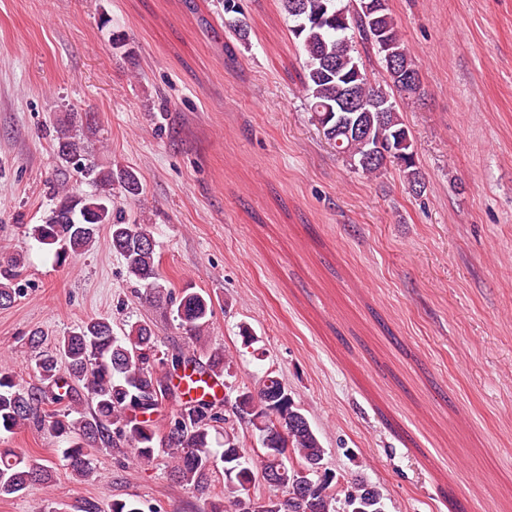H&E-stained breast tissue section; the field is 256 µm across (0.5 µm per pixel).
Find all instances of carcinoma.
<instances>
[{"mask_svg":"<svg viewBox=\"0 0 512 512\" xmlns=\"http://www.w3.org/2000/svg\"><path fill=\"white\" fill-rule=\"evenodd\" d=\"M341 0H281L285 12L297 24L294 36L304 52V81L309 108L321 125L324 138L341 139L337 153L345 155L353 166L366 174H377L387 164L371 159L369 151L377 145L400 152L399 171L408 187L417 195L424 192L417 166L413 138L393 94L400 93V72L419 69L405 49L396 19L384 8L362 19L364 0L357 9L346 12V22L336 19V4ZM319 11L329 17L323 25L302 28L308 15ZM355 29L361 39L386 56L384 43L403 50L395 69H386L385 85H375L365 71H356L360 61L353 55L348 31ZM358 85L359 94L382 102L380 109L367 112H341L348 86ZM56 155L80 176L91 182L95 191L84 194L65 185L54 192L53 205L40 224L28 228V234L54 250L58 262L88 248L95 242L97 227H110L112 251L124 260L126 275L144 289V299L153 306L172 307L178 325L198 337L213 314L212 299L188 288H167L160 280L156 241L148 225L126 222L122 213L112 209V196L141 194L139 174L131 168L97 165L89 159L83 142L70 128L57 130ZM21 260L13 257L0 266V308L10 307L19 297L14 288ZM37 383L24 386L7 368H0V434H13L31 423L68 442L64 458L71 473L89 478L94 473L86 448L102 445L112 448L121 443L144 464L154 461L160 451L173 459L168 476L176 483L198 491H208L218 470H223L224 489L208 499L202 512H237V505L257 479L281 473L279 485L287 496L295 494L294 469L320 465L326 454L308 419L288 397V387L269 372L254 387L237 389L234 399L236 421L262 441L279 423L287 432L283 445H261L260 452H247L238 428L229 423L215 404L204 397L192 398L180 405L160 432L152 416L167 400L181 394L174 385L159 394L162 379L178 368L195 370L210 377L229 374L232 360L224 349L214 348L207 362L179 353L167 359L158 356L151 327L135 322L123 335H117L106 318L90 319L55 345H44V336L35 331L29 337ZM87 393L88 410L72 416L79 399L73 386ZM67 403V409L49 411L47 404ZM223 447L215 456L213 445ZM223 466H218V463ZM310 488L299 498L294 512H381L383 496L370 486L367 503L352 501L363 492L364 482L354 480L346 486L344 498L336 493V479L309 476ZM51 482L48 466L30 459L13 448H0V497L20 494L35 484Z\"/></svg>","mask_w":512,"mask_h":512,"instance_id":"cac0c4a2","label":"carcinoma"}]
</instances>
